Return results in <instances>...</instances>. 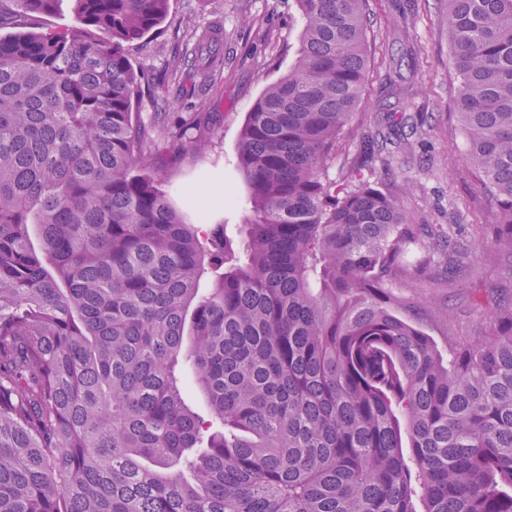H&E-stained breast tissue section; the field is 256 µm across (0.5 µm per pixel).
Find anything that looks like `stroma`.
Returning a JSON list of instances; mask_svg holds the SVG:
<instances>
[{
    "mask_svg": "<svg viewBox=\"0 0 512 512\" xmlns=\"http://www.w3.org/2000/svg\"><path fill=\"white\" fill-rule=\"evenodd\" d=\"M368 12L366 78L329 177L344 185L366 135L376 133L382 148L369 164L370 178L397 202L407 223L461 225L453 244L469 252L463 270L435 266L415 280L393 276L391 285L409 302L405 318L440 347L452 341L483 346L497 307L512 302V261L488 241L499 212L466 161L444 0H368ZM209 26L224 32V70L204 79L175 61ZM301 27L293 0H170L161 25L127 49L146 89L135 111L160 116L172 130L191 113H207L208 150L185 155L165 175L175 194L209 197L233 188L236 199L220 215L229 236H236L248 209L235 168L239 132L266 86L292 66ZM189 83L196 96L182 94ZM473 224L483 225V236L471 234Z\"/></svg>",
    "mask_w": 512,
    "mask_h": 512,
    "instance_id": "1",
    "label": "stroma"
}]
</instances>
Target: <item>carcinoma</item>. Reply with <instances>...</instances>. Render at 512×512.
Masks as SVG:
<instances>
[{"label": "carcinoma", "mask_w": 512, "mask_h": 512, "mask_svg": "<svg viewBox=\"0 0 512 512\" xmlns=\"http://www.w3.org/2000/svg\"><path fill=\"white\" fill-rule=\"evenodd\" d=\"M57 2L0 9L24 26ZM293 2L295 62L240 132L237 243L153 168L183 135L134 111L126 46L169 0H74L69 29L0 36V512H512V303L479 348L401 315L389 276L430 257L361 166L328 178L366 0ZM447 2L467 161L512 258V0ZM195 54L224 66L212 35ZM181 380L183 384V397L186 404L205 421L213 422L212 430L221 429L220 424L213 418L205 396L194 386L191 374L189 372L183 373Z\"/></svg>", "instance_id": "carcinoma-1"}]
</instances>
